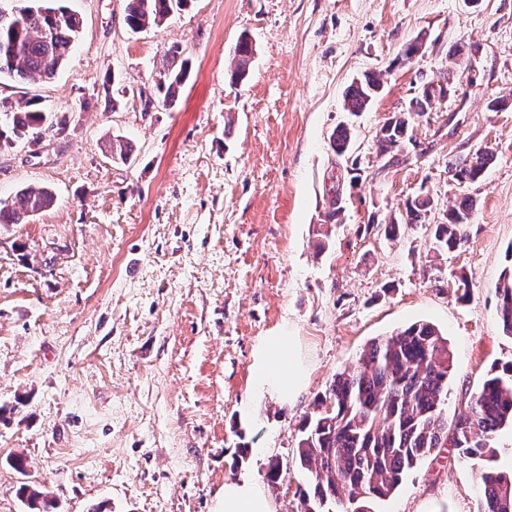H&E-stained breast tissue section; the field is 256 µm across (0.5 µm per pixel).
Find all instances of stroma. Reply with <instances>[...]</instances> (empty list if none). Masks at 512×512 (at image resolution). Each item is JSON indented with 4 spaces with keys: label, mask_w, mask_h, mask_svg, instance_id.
<instances>
[{
    "label": "stroma",
    "mask_w": 512,
    "mask_h": 512,
    "mask_svg": "<svg viewBox=\"0 0 512 512\" xmlns=\"http://www.w3.org/2000/svg\"><path fill=\"white\" fill-rule=\"evenodd\" d=\"M65 4L83 26L57 77L0 80V106L37 97L65 124L0 150L1 199L27 186L57 197L30 223L0 224V512H28L25 483L59 512H211L242 474L273 512H296L301 422L372 340L436 326L454 358L452 420L512 363L496 315L512 265V0H191L138 34L125 0ZM243 36L255 54L235 85ZM174 46L190 78L172 109L146 107L149 75ZM371 71L383 91L352 116L344 94ZM443 76L448 95L384 164L385 119L408 109L420 79ZM495 98L507 108L488 110ZM342 124L345 157L329 143ZM116 135L131 161L112 159ZM484 148L494 161L458 183L449 161ZM420 194L435 203L425 223L387 239L379 224ZM464 196L475 206L462 245L434 254L432 225ZM283 325L307 387L241 424L253 349ZM483 467L438 449L378 512H481Z\"/></svg>",
    "instance_id": "stroma-1"
}]
</instances>
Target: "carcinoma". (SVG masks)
Segmentation results:
<instances>
[{
	"instance_id": "obj_1",
	"label": "carcinoma",
	"mask_w": 512,
	"mask_h": 512,
	"mask_svg": "<svg viewBox=\"0 0 512 512\" xmlns=\"http://www.w3.org/2000/svg\"><path fill=\"white\" fill-rule=\"evenodd\" d=\"M189 0H125V21L134 32L161 24L182 11ZM82 20L59 0H0V77L17 83L31 79H53L74 50ZM254 48L242 37L235 48L233 82L249 72ZM190 59L178 47L163 55L151 74L156 97L152 104L172 108L188 79ZM382 90L380 76L368 73L354 80L345 92L344 108L353 115L370 107ZM448 86L423 80L410 107L421 114L432 103L447 96ZM411 113L394 112L378 132L379 156L394 157L411 140ZM59 131L64 125L31 98L15 110L0 113V147L17 141L39 144L45 130ZM352 145L351 129L342 125L332 135L331 147L342 157ZM114 159H129L133 147L122 136L109 143ZM494 153L479 149L449 165L460 183L477 181ZM56 200L52 190L26 187L14 199L0 200V224H26ZM434 208L428 195L406 201L405 224H421ZM473 202L464 197L443 213L433 225L432 249L456 250L462 242L461 228L467 223ZM497 313L503 330L512 335V267L503 272L498 288ZM454 366L448 339L432 324L416 322L396 333L370 342L358 364L335 376L313 415L304 419L297 459L309 475L297 487V512H310L320 501L342 502L336 512H373L376 500L388 498L405 474L438 448L453 445L464 458L489 463L481 473L483 512H512V471L490 465L496 448L494 435L512 426V366L508 377L488 378L470 398L464 412L448 433L443 405L448 395V377ZM21 498L32 512H50L53 500L29 485Z\"/></svg>"
}]
</instances>
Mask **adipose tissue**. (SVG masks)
<instances>
[{
    "label": "adipose tissue",
    "mask_w": 512,
    "mask_h": 512,
    "mask_svg": "<svg viewBox=\"0 0 512 512\" xmlns=\"http://www.w3.org/2000/svg\"><path fill=\"white\" fill-rule=\"evenodd\" d=\"M307 367L298 352V339L287 327L263 337L252 362L253 395L289 406L304 390ZM213 512H272L270 500L255 480L229 478L214 498Z\"/></svg>",
    "instance_id": "1"
}]
</instances>
